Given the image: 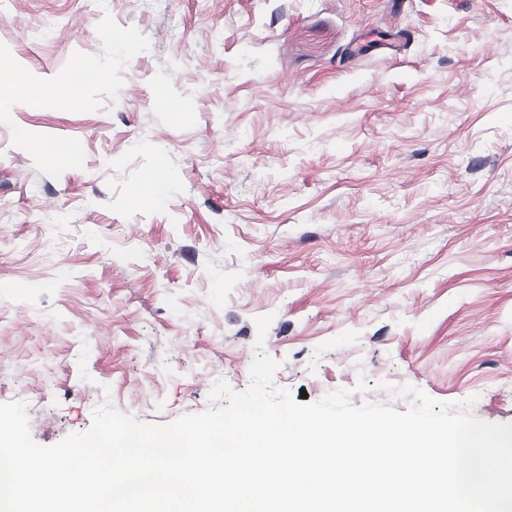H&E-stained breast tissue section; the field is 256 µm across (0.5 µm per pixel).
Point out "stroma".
Wrapping results in <instances>:
<instances>
[{
    "label": "stroma",
    "mask_w": 512,
    "mask_h": 512,
    "mask_svg": "<svg viewBox=\"0 0 512 512\" xmlns=\"http://www.w3.org/2000/svg\"><path fill=\"white\" fill-rule=\"evenodd\" d=\"M79 59L77 110L0 103V402L37 443L245 390L268 314L292 395L512 424V0H0V76ZM163 163H156L146 170L143 175L137 201L143 204L154 205L160 201L161 167Z\"/></svg>",
    "instance_id": "1"
}]
</instances>
